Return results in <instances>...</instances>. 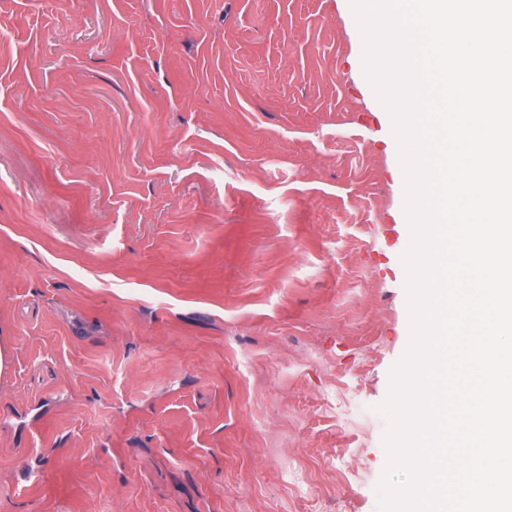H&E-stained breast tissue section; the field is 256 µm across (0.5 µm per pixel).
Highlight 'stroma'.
I'll return each mask as SVG.
<instances>
[{"instance_id":"obj_1","label":"stroma","mask_w":512,"mask_h":512,"mask_svg":"<svg viewBox=\"0 0 512 512\" xmlns=\"http://www.w3.org/2000/svg\"><path fill=\"white\" fill-rule=\"evenodd\" d=\"M350 0H0V512H381L410 341Z\"/></svg>"}]
</instances>
